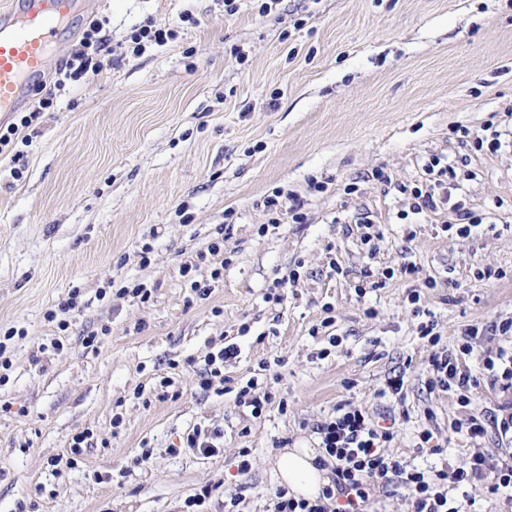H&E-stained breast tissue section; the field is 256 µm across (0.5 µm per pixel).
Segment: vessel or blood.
Segmentation results:
<instances>
[{"instance_id": "1", "label": "vessel or blood", "mask_w": 512, "mask_h": 512, "mask_svg": "<svg viewBox=\"0 0 512 512\" xmlns=\"http://www.w3.org/2000/svg\"><path fill=\"white\" fill-rule=\"evenodd\" d=\"M90 0H0V112L17 111L31 82L54 66L49 54Z\"/></svg>"}]
</instances>
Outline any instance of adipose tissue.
<instances>
[{"label": "adipose tissue", "mask_w": 512, "mask_h": 512, "mask_svg": "<svg viewBox=\"0 0 512 512\" xmlns=\"http://www.w3.org/2000/svg\"><path fill=\"white\" fill-rule=\"evenodd\" d=\"M322 455L319 448L281 449L272 462V471L279 486L285 487L291 497L317 500L323 489L332 483L330 468L316 465Z\"/></svg>", "instance_id": "1"}]
</instances>
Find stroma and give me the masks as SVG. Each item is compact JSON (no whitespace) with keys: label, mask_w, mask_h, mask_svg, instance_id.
<instances>
[{"label":"stroma","mask_w":512,"mask_h":512,"mask_svg":"<svg viewBox=\"0 0 512 512\" xmlns=\"http://www.w3.org/2000/svg\"><path fill=\"white\" fill-rule=\"evenodd\" d=\"M260 3L97 0L56 54L97 18L103 71L34 85L54 107L19 160L0 159V336L13 334L0 345V512H271L272 457L318 447L316 424L348 403L390 412L389 454L419 468L497 453L495 435L449 429L506 393L484 378L464 406L428 382L436 353L466 367L512 348V334H467L512 320V0ZM149 21L175 36L134 52ZM435 156L458 174L453 201L482 217L468 233L451 209L411 213L398 190L428 181ZM408 263L417 274H401ZM206 279L197 298L190 283ZM136 284L148 301L121 294ZM71 293L62 330L46 314ZM228 344L239 355L224 376L277 400L261 417L198 385ZM395 376L402 394L377 398ZM197 425L220 430L217 453L180 449ZM425 430L439 452L422 448Z\"/></svg>","instance_id":"1"}]
</instances>
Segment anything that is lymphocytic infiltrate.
I'll use <instances>...</instances> for the list:
<instances>
[{"mask_svg": "<svg viewBox=\"0 0 512 512\" xmlns=\"http://www.w3.org/2000/svg\"><path fill=\"white\" fill-rule=\"evenodd\" d=\"M100 30V23L91 21L79 50L61 71L63 78L77 80L103 70L109 49L99 36ZM426 169L436 172L437 179L435 183L411 188L412 211L416 214L448 205V181L456 176L452 166L441 165L436 157ZM431 366L434 377L430 388L462 391V403H469L468 393L479 383L476 375L461 368L458 359L444 351L433 356ZM500 411V417L493 422L471 415L456 421L454 429L466 431L473 438L484 437L488 429H495L503 446L501 452L494 455L478 451L467 466L443 468L430 475L385 452L393 434L377 424L368 411L348 404L338 406L334 417L315 427L320 448L334 460L332 486L324 488L314 502L289 497L285 489H276L273 512H367L371 500L380 495L391 496L402 488L411 496L412 512H461L459 504L448 497L449 484L480 483L492 495L512 488V401L502 403Z\"/></svg>", "mask_w": 512, "mask_h": 512, "instance_id": "obj_1", "label": "lymphocytic infiltrate"}]
</instances>
